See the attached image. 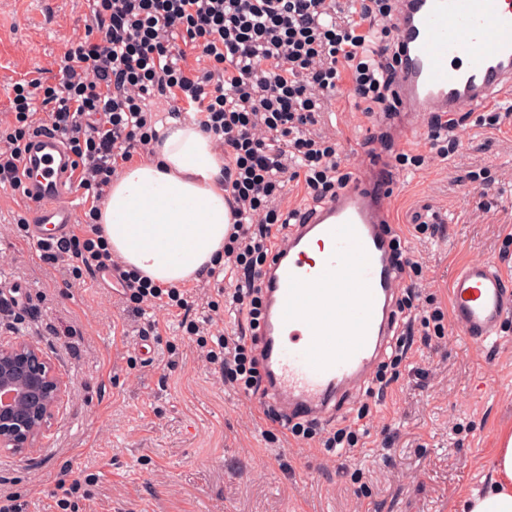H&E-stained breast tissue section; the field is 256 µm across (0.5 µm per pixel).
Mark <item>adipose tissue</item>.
<instances>
[{
    "label": "adipose tissue",
    "mask_w": 512,
    "mask_h": 512,
    "mask_svg": "<svg viewBox=\"0 0 512 512\" xmlns=\"http://www.w3.org/2000/svg\"><path fill=\"white\" fill-rule=\"evenodd\" d=\"M153 151L126 168L103 201L99 222L113 255L153 282L178 286L224 260L232 224L224 161L196 124L158 125ZM459 512H512V435L486 464L481 487Z\"/></svg>",
    "instance_id": "1"
}]
</instances>
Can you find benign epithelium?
Returning a JSON list of instances; mask_svg holds the SVG:
<instances>
[{
  "label": "benign epithelium",
  "mask_w": 512,
  "mask_h": 512,
  "mask_svg": "<svg viewBox=\"0 0 512 512\" xmlns=\"http://www.w3.org/2000/svg\"><path fill=\"white\" fill-rule=\"evenodd\" d=\"M63 393L36 339L0 340V451L17 457L31 453Z\"/></svg>",
  "instance_id": "obj_1"
}]
</instances>
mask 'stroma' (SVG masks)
<instances>
[{
    "instance_id": "35a3bbf8",
    "label": "stroma",
    "mask_w": 512,
    "mask_h": 512,
    "mask_svg": "<svg viewBox=\"0 0 512 512\" xmlns=\"http://www.w3.org/2000/svg\"><path fill=\"white\" fill-rule=\"evenodd\" d=\"M98 36L93 0H0V115L16 81L58 83L71 44ZM377 119L351 98L325 103L313 127L336 140L359 171L361 146ZM448 161L395 174L392 222L423 265L424 297L448 303L458 266L493 261L512 231V127L468 123ZM490 170V210H476L468 172ZM429 206L442 234L414 238L411 216ZM24 205L0 188V289L20 303L0 318V339L31 336L60 373L66 392L39 448L0 454V493L25 512H449L478 487L485 463L512 429V319L493 348L457 328L409 356L365 427L364 448L340 460L284 438L256 402L225 388L177 315L159 312V333L141 342V321L117 283L102 288L77 263L41 260L12 220ZM393 438L391 457L381 455ZM70 470L82 488L65 506L51 495Z\"/></svg>"
}]
</instances>
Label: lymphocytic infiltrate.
<instances>
[{"mask_svg":"<svg viewBox=\"0 0 512 512\" xmlns=\"http://www.w3.org/2000/svg\"><path fill=\"white\" fill-rule=\"evenodd\" d=\"M397 0H96L101 37L71 46L57 84L34 78L15 84L7 120L0 122V186L17 189L19 166L32 137L61 135L73 154L76 187L90 205L80 234L42 244L44 259H76L93 273L114 260L98 222L99 207L119 166L148 152L156 138L146 101L161 94L175 111L193 112L197 125L224 151V190L232 229L224 242L222 301L232 328L205 350L226 384L246 396L261 395L264 375L256 330L263 315L258 286L262 268L292 224L332 197L352 177L335 142L311 131L325 99L352 94L364 112L392 118L399 108L394 75L400 49L394 35ZM199 51L208 70L188 72L186 49ZM47 110L49 123L37 114ZM464 118L430 115L429 151L401 152L397 167L448 160L460 147ZM301 185L303 206L283 200ZM405 284L397 305L402 330L378 365L372 383L385 391L415 343L430 347L445 335L443 307L420 304L422 267L394 252ZM122 293L145 317L140 333H157L156 312L190 310L186 291L161 286L118 269ZM372 410L332 428L312 421L287 430L295 441L314 442L350 456L360 446V422Z\"/></svg>","mask_w":512,"mask_h":512,"instance_id":"1","label":"lymphocytic infiltrate"}]
</instances>
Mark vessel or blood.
I'll return each instance as SVG.
<instances>
[{
  "instance_id": "obj_1",
  "label": "vessel or blood",
  "mask_w": 512,
  "mask_h": 512,
  "mask_svg": "<svg viewBox=\"0 0 512 512\" xmlns=\"http://www.w3.org/2000/svg\"><path fill=\"white\" fill-rule=\"evenodd\" d=\"M395 38L402 47L396 134L407 132L412 115L453 116L512 94V0H399ZM20 172L19 190L34 208L28 238L68 236L76 210L62 199L76 173L63 139L33 138ZM390 173L388 163L368 161L307 223L290 227L261 272V401L288 417L336 420L345 401L369 386L390 344L400 288L385 207ZM448 301L468 342L496 345L512 317V275L491 262L463 264L448 283Z\"/></svg>"
}]
</instances>
